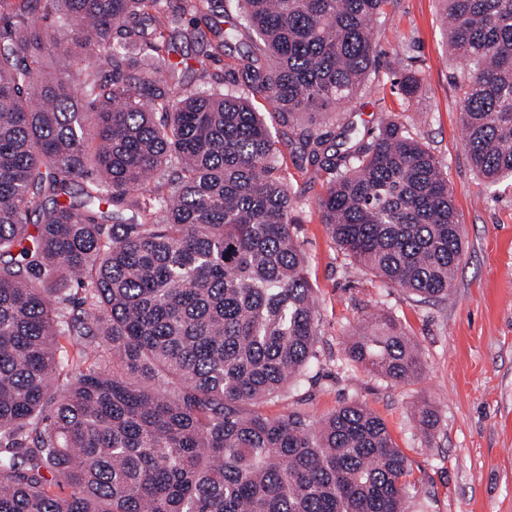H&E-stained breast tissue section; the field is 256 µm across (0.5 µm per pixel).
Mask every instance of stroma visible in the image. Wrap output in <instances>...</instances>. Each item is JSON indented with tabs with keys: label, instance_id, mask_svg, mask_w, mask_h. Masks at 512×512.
I'll return each instance as SVG.
<instances>
[{
	"label": "stroma",
	"instance_id": "obj_1",
	"mask_svg": "<svg viewBox=\"0 0 512 512\" xmlns=\"http://www.w3.org/2000/svg\"><path fill=\"white\" fill-rule=\"evenodd\" d=\"M374 38L380 51L375 68L327 128L337 136L351 122L367 135L382 117L401 121L406 111L418 112L414 136L448 167L464 254L445 298L423 301L387 287L347 257L320 223L316 202L323 177L291 144L290 128L259 102L278 139L281 173L298 202L295 235L317 293L320 325L316 359L261 411L270 417L298 411L317 421L346 403L367 406L385 421L418 480L406 512H512V180L488 186L469 164L454 81L459 64L448 49L439 0H391ZM173 41L187 62L180 80L191 90L202 88V70H227L240 52L260 47L246 31L235 50L213 62L183 29L174 30ZM404 56L420 78L410 102L396 72ZM378 312L392 315L418 344V380L393 383L347 363L352 327ZM421 401L436 418L427 434L411 415Z\"/></svg>",
	"mask_w": 512,
	"mask_h": 512
}]
</instances>
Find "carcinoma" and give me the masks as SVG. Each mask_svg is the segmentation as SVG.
<instances>
[{
  "instance_id": "obj_1",
  "label": "carcinoma",
  "mask_w": 512,
  "mask_h": 512,
  "mask_svg": "<svg viewBox=\"0 0 512 512\" xmlns=\"http://www.w3.org/2000/svg\"><path fill=\"white\" fill-rule=\"evenodd\" d=\"M237 2L224 29V0H0V512H405L416 483L380 416L259 411L314 358L319 323L253 100L284 124L341 111L390 0ZM442 3L466 154L493 185L512 177V0ZM200 20L207 57L244 29L263 57L183 88L169 29ZM90 49L109 75L60 72ZM400 66L410 101L418 72ZM349 130L339 147L297 134L320 223L387 286L447 294L464 252L447 170L390 117L369 140ZM93 352L112 369L85 367ZM345 356L394 382L423 372L389 316Z\"/></svg>"
}]
</instances>
